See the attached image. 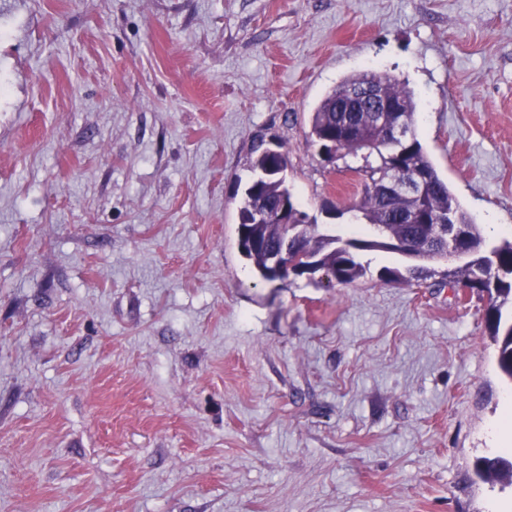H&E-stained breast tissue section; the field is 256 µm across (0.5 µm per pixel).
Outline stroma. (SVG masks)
<instances>
[{
  "label": "stroma",
  "mask_w": 512,
  "mask_h": 512,
  "mask_svg": "<svg viewBox=\"0 0 512 512\" xmlns=\"http://www.w3.org/2000/svg\"><path fill=\"white\" fill-rule=\"evenodd\" d=\"M367 71L512 236V0H0V512H512L475 471L512 407L487 298L237 249L259 139L346 235L360 185L307 135Z\"/></svg>",
  "instance_id": "35a3bbf8"
}]
</instances>
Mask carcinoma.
Returning a JSON list of instances; mask_svg holds the SVG:
<instances>
[{
  "mask_svg": "<svg viewBox=\"0 0 512 512\" xmlns=\"http://www.w3.org/2000/svg\"><path fill=\"white\" fill-rule=\"evenodd\" d=\"M366 78L365 74L348 77L321 99L312 112L308 137L313 146L324 145L334 138L336 157L356 160L357 165L349 166V170L364 179V186L360 200L352 210L357 212L360 223L372 229V234L348 238L328 234L320 229L316 219L302 213L307 223L298 225V230L300 247L307 256V262L301 275L311 280L320 272L330 284L351 285L365 277L369 270L362 256L371 251H384L398 254L411 262L407 267L409 278L425 280L434 275V270L427 263L443 260L448 252V230L452 225L410 224L407 219L419 213L429 216L453 214L463 226L464 251L453 265L442 272V281L451 288H463L488 296L485 318L497 344V368L512 383V319L503 318V308L512 305V239L499 245H489L481 226L461 208L419 139L408 142L398 158L386 143L367 155L358 152L349 138V130L362 128L373 137L381 134L377 127V113L371 111L372 102L361 103L360 112L348 111L353 101L347 97V90ZM377 86L378 92L394 101L407 119L415 121L414 94L404 82L386 73L378 79ZM261 146L260 140L253 143L245 162L251 176L243 186L238 208L237 247L254 275L268 282L272 265L293 257V245L288 243L290 225L279 223L273 214L262 223H255L250 208V192L258 189V196L272 209L282 197H290L292 191L282 175L288 169V153L272 160L261 153ZM397 163L404 168L416 167L428 177V188L422 198H393L379 189L389 167ZM476 471L484 481L505 475L512 485V453L481 457L476 461Z\"/></svg>",
  "mask_w": 512,
  "mask_h": 512,
  "instance_id": "cac0c4a2",
  "label": "carcinoma"
}]
</instances>
